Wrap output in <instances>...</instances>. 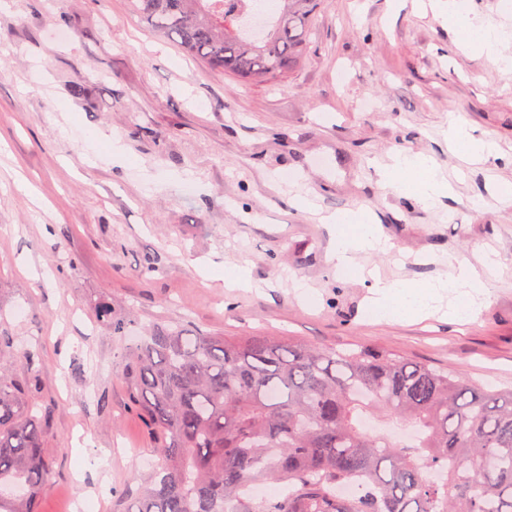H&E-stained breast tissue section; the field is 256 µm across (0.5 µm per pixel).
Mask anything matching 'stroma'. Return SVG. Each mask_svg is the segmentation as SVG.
Masks as SVG:
<instances>
[{"instance_id": "stroma-1", "label": "stroma", "mask_w": 512, "mask_h": 512, "mask_svg": "<svg viewBox=\"0 0 512 512\" xmlns=\"http://www.w3.org/2000/svg\"><path fill=\"white\" fill-rule=\"evenodd\" d=\"M453 120L498 156L463 160ZM400 152L430 156L451 195L426 208L382 187ZM510 184L512 68L432 13L324 0L302 65L268 85L186 53L129 0H0V354L48 421L40 512L77 494L126 512L140 493L157 455L127 369L160 325L377 346L512 388ZM358 208L389 244L360 262L390 281L446 278L452 258L480 270L495 251L474 320L368 318L369 282L336 274L319 221ZM241 265L252 287H225Z\"/></svg>"}]
</instances>
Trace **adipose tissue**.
<instances>
[{
    "label": "adipose tissue",
    "mask_w": 512,
    "mask_h": 512,
    "mask_svg": "<svg viewBox=\"0 0 512 512\" xmlns=\"http://www.w3.org/2000/svg\"><path fill=\"white\" fill-rule=\"evenodd\" d=\"M427 8L442 18L455 32L476 33L472 43L475 51L502 59L512 67V56L503 50L512 44V28L491 22L472 12L470 0H427ZM385 186L406 194L414 201L432 205L449 196L451 187L433 166L430 158L421 153L397 155L392 166L380 173ZM335 228L336 241L331 258L337 270L356 269L355 256L362 251L385 249L377 226L363 211H345L327 216ZM451 294L448 317L457 323L473 320L488 294L486 281L472 267L454 264L449 279L406 286L376 280L371 291L368 311L378 321H393L431 312L444 294Z\"/></svg>",
    "instance_id": "ef3b65f1"
}]
</instances>
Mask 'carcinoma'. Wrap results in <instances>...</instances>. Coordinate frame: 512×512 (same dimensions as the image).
<instances>
[{
    "instance_id": "obj_1",
    "label": "carcinoma",
    "mask_w": 512,
    "mask_h": 512,
    "mask_svg": "<svg viewBox=\"0 0 512 512\" xmlns=\"http://www.w3.org/2000/svg\"><path fill=\"white\" fill-rule=\"evenodd\" d=\"M158 34L218 69L276 83L301 64L321 0H131ZM269 19L260 41L235 19ZM132 405L163 465L129 512H512V390L476 386L385 350L158 326L131 348ZM0 356V512H38L46 423ZM365 415L415 428L412 445L361 430ZM359 480L350 499L340 489ZM288 482L277 499L249 484Z\"/></svg>"
}]
</instances>
